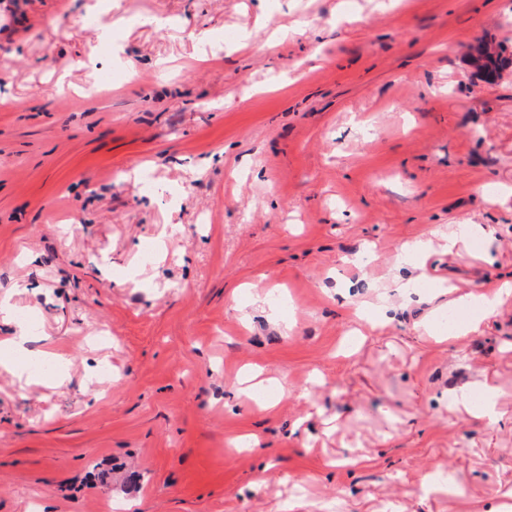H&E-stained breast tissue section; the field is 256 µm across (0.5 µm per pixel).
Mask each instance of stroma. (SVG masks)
<instances>
[{"instance_id": "1", "label": "stroma", "mask_w": 512, "mask_h": 512, "mask_svg": "<svg viewBox=\"0 0 512 512\" xmlns=\"http://www.w3.org/2000/svg\"><path fill=\"white\" fill-rule=\"evenodd\" d=\"M506 2L0 0V512H512ZM505 48L496 51L494 48L483 46L478 48V55H472V63L479 74L486 80L492 81L499 77L501 71L512 63V58L506 57Z\"/></svg>"}]
</instances>
